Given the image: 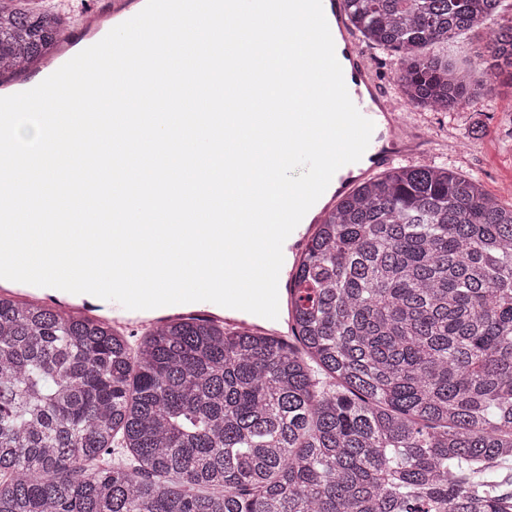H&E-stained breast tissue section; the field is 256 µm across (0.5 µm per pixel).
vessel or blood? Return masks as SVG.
<instances>
[{
	"label": "vessel or blood",
	"mask_w": 512,
	"mask_h": 512,
	"mask_svg": "<svg viewBox=\"0 0 512 512\" xmlns=\"http://www.w3.org/2000/svg\"><path fill=\"white\" fill-rule=\"evenodd\" d=\"M323 10L330 28L336 29V57L342 67L348 94L360 113L373 121L374 130L363 160L368 170L390 165L396 158L408 157L406 148H394L393 110L391 100L378 86L368 58L346 20L343 0H322ZM123 0H91L83 7L75 23L65 29L59 40V55L71 59L77 47H89L99 42L107 33L105 24L113 14L122 10ZM30 71L16 69L0 75V89L14 88L23 92L33 88ZM188 315L200 319L224 322L226 326L248 329L271 336L283 344H290L294 323L291 317L278 316L269 320L245 311L201 301L187 304ZM108 312L116 328H156L163 318L147 310H129L117 302H109Z\"/></svg>",
	"instance_id": "obj_1"
}]
</instances>
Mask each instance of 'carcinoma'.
Listing matches in <instances>:
<instances>
[{
    "label": "carcinoma",
    "instance_id": "1",
    "mask_svg": "<svg viewBox=\"0 0 512 512\" xmlns=\"http://www.w3.org/2000/svg\"><path fill=\"white\" fill-rule=\"evenodd\" d=\"M346 2L410 104L512 84V22L481 81L423 54L503 0ZM0 21V62L41 65L62 16ZM295 282L288 347L191 318L133 349L0 297V512H512V206L447 167L391 168L322 214ZM118 435L130 462L101 464Z\"/></svg>",
    "mask_w": 512,
    "mask_h": 512
}]
</instances>
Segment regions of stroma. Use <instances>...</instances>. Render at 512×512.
I'll return each instance as SVG.
<instances>
[{
  "instance_id": "1",
  "label": "stroma",
  "mask_w": 512,
  "mask_h": 512,
  "mask_svg": "<svg viewBox=\"0 0 512 512\" xmlns=\"http://www.w3.org/2000/svg\"><path fill=\"white\" fill-rule=\"evenodd\" d=\"M457 66L479 76L484 41L472 33L440 45ZM411 128H427L431 139L410 159L411 164L446 166L479 177L484 188L501 204L512 205V87L501 85L486 98L452 112H432L419 106L408 109Z\"/></svg>"
}]
</instances>
